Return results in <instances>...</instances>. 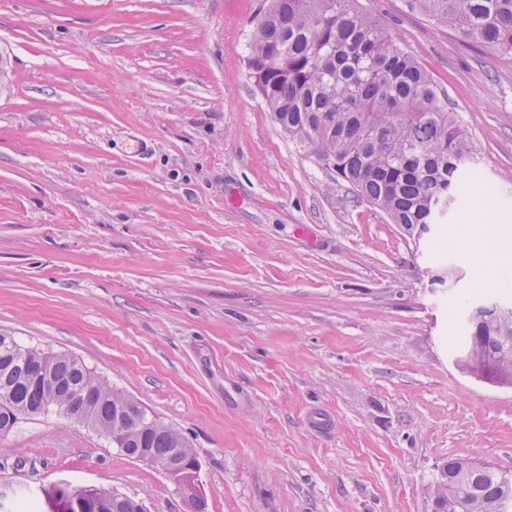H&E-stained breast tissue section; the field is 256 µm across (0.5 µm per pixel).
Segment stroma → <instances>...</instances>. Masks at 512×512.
<instances>
[{
  "mask_svg": "<svg viewBox=\"0 0 512 512\" xmlns=\"http://www.w3.org/2000/svg\"><path fill=\"white\" fill-rule=\"evenodd\" d=\"M269 0H0V334L78 357L179 430L207 512H432L436 467L512 472V388L457 365L470 228L512 247V57L360 0L448 97L476 210L391 223L275 122L248 68ZM159 469L52 412L0 437V489Z\"/></svg>",
  "mask_w": 512,
  "mask_h": 512,
  "instance_id": "35a3bbf8",
  "label": "stroma"
}]
</instances>
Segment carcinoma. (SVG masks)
<instances>
[{
    "instance_id": "obj_1",
    "label": "carcinoma",
    "mask_w": 512,
    "mask_h": 512,
    "mask_svg": "<svg viewBox=\"0 0 512 512\" xmlns=\"http://www.w3.org/2000/svg\"><path fill=\"white\" fill-rule=\"evenodd\" d=\"M408 7L465 38L512 56V0H406ZM249 69L271 111L288 116V134L332 166L338 178L381 209L394 224L424 227L444 209L468 204L472 146L457 113L418 62L360 9L358 0H271L256 22ZM482 341L474 353L512 365V320L483 307ZM44 361L68 388L58 403H44L34 372ZM0 436L20 413L45 414L67 405L87 409V428L132 457L142 448L164 459L179 450L194 456L175 428L148 414L124 419L126 444L112 441L114 412L128 396L80 360L46 353L0 335ZM52 512H74L56 485L45 490ZM435 504L453 512H512V473L467 459L437 467Z\"/></svg>"
}]
</instances>
